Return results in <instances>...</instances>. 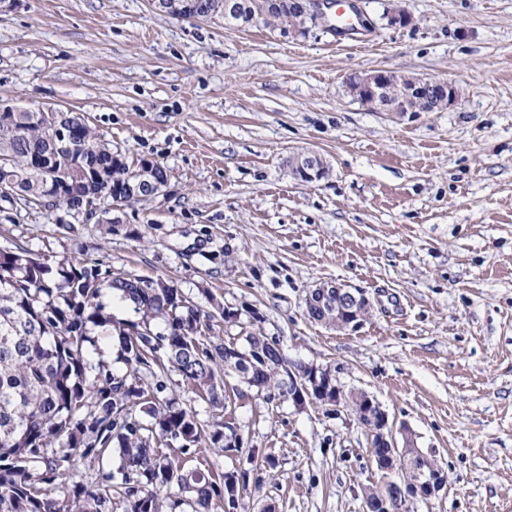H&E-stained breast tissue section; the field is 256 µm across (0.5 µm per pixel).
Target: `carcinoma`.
I'll use <instances>...</instances> for the list:
<instances>
[{
    "mask_svg": "<svg viewBox=\"0 0 512 512\" xmlns=\"http://www.w3.org/2000/svg\"><path fill=\"white\" fill-rule=\"evenodd\" d=\"M73 125V157L55 162L46 130L24 109L0 115V164L23 192L28 207L71 210L66 186L79 181L84 192L128 199L127 184L138 178L122 155L101 150L104 140L82 118ZM121 292L139 318L117 321L103 313V285ZM167 320L156 332L152 321ZM107 327L130 370L100 368L90 373L86 355L92 328ZM213 315L198 309L162 280L119 274L108 280L86 264L41 263L23 248L0 249V512H209L224 500L236 512L240 495L256 469L246 465L222 476L209 470L182 472L179 456L205 440L231 437L234 451L243 437L231 426L207 434L192 410L159 397L169 372L181 377L187 395L225 406L217 376L231 364L247 389L264 393L269 405L288 396V380L276 343L246 337L234 357L214 340ZM150 416L144 424L138 414ZM118 450L117 472L93 482L79 465Z\"/></svg>",
    "mask_w": 512,
    "mask_h": 512,
    "instance_id": "cac0c4a2",
    "label": "carcinoma"
}]
</instances>
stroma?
Segmentation results:
<instances>
[{"label":"stroma","mask_w":512,"mask_h":512,"mask_svg":"<svg viewBox=\"0 0 512 512\" xmlns=\"http://www.w3.org/2000/svg\"><path fill=\"white\" fill-rule=\"evenodd\" d=\"M371 31L294 36L151 0H0V101L81 114L129 164L168 172L109 223L0 201V247L163 279L214 313L221 340L277 341L373 395L448 476L412 512H512V0H354ZM397 7L413 18L388 25ZM375 70L455 84L443 112L374 111L350 95ZM329 166L314 184L288 159ZM342 283L356 328L311 322L308 289ZM270 457L238 512H364L378 471L349 411L255 394L228 409Z\"/></svg>","instance_id":"1"}]
</instances>
